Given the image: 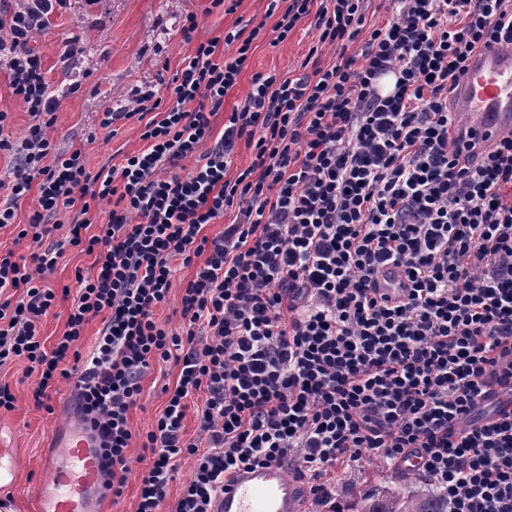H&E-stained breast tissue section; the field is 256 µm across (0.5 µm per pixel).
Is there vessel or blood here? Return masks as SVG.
<instances>
[{
  "mask_svg": "<svg viewBox=\"0 0 512 512\" xmlns=\"http://www.w3.org/2000/svg\"><path fill=\"white\" fill-rule=\"evenodd\" d=\"M455 123L491 143L512 135V50L490 48L473 57L457 89ZM59 454L44 458L36 488L38 512H98L102 463L98 439L86 428L57 433ZM15 450L0 440V487L13 485ZM215 512H305L300 484L273 463L237 471Z\"/></svg>",
  "mask_w": 512,
  "mask_h": 512,
  "instance_id": "obj_1",
  "label": "vessel or blood"
}]
</instances>
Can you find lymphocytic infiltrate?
Listing matches in <instances>:
<instances>
[{"label": "lymphocytic infiltrate", "instance_id": "1", "mask_svg": "<svg viewBox=\"0 0 512 512\" xmlns=\"http://www.w3.org/2000/svg\"><path fill=\"white\" fill-rule=\"evenodd\" d=\"M66 0L0 9V71L32 117L21 143L3 134L16 165L0 187V228L37 190L19 238L42 243L50 217L74 210L70 246L94 255L77 275L66 330L46 346L40 323L56 305L46 279L62 248L0 254V367L27 360L32 397L48 407L72 382L100 439L112 497L139 483L136 512H160L181 461H191L174 512H213L227 477L254 465L296 464L316 506L335 512L339 465L380 461L415 473L448 512H512V138L486 145L455 127L450 96L480 50L512 49V0H389L367 25L364 0H269L285 41L313 17L330 63L291 78L256 74L224 134L187 174L212 132L210 115L248 65L263 25L196 40L174 77V101L153 87L102 127L144 121L145 150L90 174L82 149L56 153L57 97L34 42ZM234 55L216 60L218 44ZM358 51H351V44ZM162 110L159 119L149 112ZM251 164L232 172L239 141ZM120 197L97 234L103 202ZM236 210L222 235L207 224ZM203 263L180 301V329L159 322L173 258ZM401 268L395 296L378 278ZM102 327L89 354L83 331ZM178 378L131 473L129 412L153 365ZM195 414L196 437L185 434Z\"/></svg>", "mask_w": 512, "mask_h": 512}]
</instances>
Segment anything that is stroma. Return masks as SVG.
Here are the masks:
<instances>
[{
    "label": "stroma",
    "mask_w": 512,
    "mask_h": 512,
    "mask_svg": "<svg viewBox=\"0 0 512 512\" xmlns=\"http://www.w3.org/2000/svg\"><path fill=\"white\" fill-rule=\"evenodd\" d=\"M268 0H238L235 12H224L212 0H69L62 13L51 15L35 48L43 57L46 79L61 92L50 136L57 153L67 154L83 147L90 171L120 164L125 155L144 148L142 123L116 122L114 130L102 128L105 109L119 110L136 88L149 85L162 99H170L171 80L192 54L194 43L185 41L182 26L186 17L196 16L198 39H215L217 56L231 55L235 46L222 45L224 34L246 22L264 23L273 28L276 17L267 16ZM78 41L81 56L64 61V44ZM317 41L310 19L300 20L288 38L271 44L269 38L255 40L250 63L237 84L226 94L224 104L211 118L212 134L203 141L199 154L208 153L224 132V120L240 107L255 73L271 70L300 75L301 64ZM94 270V258L67 246L48 277L50 287L76 288L77 274ZM177 369L165 364L153 369L143 382L138 406L129 415L136 435L128 455L131 472L144 468L140 439L151 429L165 405V387L174 386ZM0 381L13 390L15 408L0 412V437L16 450L17 480L12 488L0 490L7 512H35V487L43 478L41 459L48 453L53 433L61 426L77 422L80 414L72 402V388L60 383L53 395L52 410L36 407L32 392L39 378L28 373L25 362L0 367ZM405 469L360 462L340 469L336 499L353 503L361 492L382 493L408 488Z\"/></svg>",
    "instance_id": "35a3bbf8"
}]
</instances>
